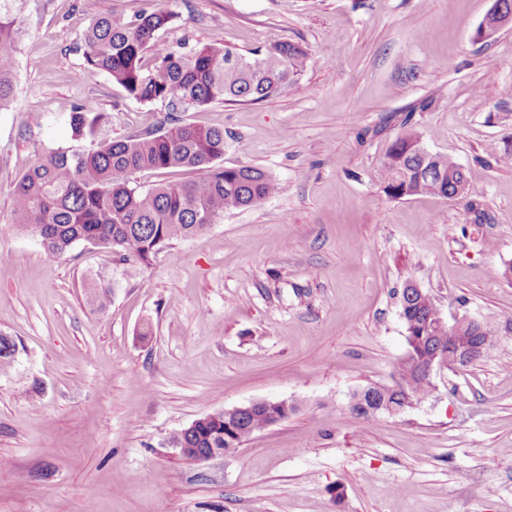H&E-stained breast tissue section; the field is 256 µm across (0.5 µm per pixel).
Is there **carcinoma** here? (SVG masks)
I'll use <instances>...</instances> for the list:
<instances>
[{"label": "carcinoma", "instance_id": "carcinoma-1", "mask_svg": "<svg viewBox=\"0 0 512 512\" xmlns=\"http://www.w3.org/2000/svg\"><path fill=\"white\" fill-rule=\"evenodd\" d=\"M26 0H0V107L14 94L18 46L25 34ZM173 14L157 7L129 19L113 12L98 15L83 39V73H106L128 98L158 104L165 110L160 127L122 140L99 138L103 116L73 107L75 136L90 140L88 148H58L42 154L12 190L11 223L41 240L51 257L77 243L107 248L137 271L173 241L199 234L224 217V212L255 206L278 191L266 172L226 167L224 130L182 122L181 113L216 101L249 102L298 85L307 59L299 44L282 42L239 54L218 44L162 47L159 37ZM421 138L404 123L383 162L385 192L393 198L428 194L452 199L465 174L448 176L450 157L432 155L430 173L422 170ZM187 168L195 179L142 189L131 176ZM407 349L397 363L393 384L368 386L351 403L360 418L376 415L379 403L404 410L429 397L433 385L421 369L428 350L439 351L454 367V337L438 326L439 310L410 302L404 310ZM17 347L0 334V374L15 365ZM381 409V408H379ZM295 407L274 406L253 411L229 423L218 410L192 431L169 440L172 448H237L266 427L273 417L285 420ZM387 413L386 409H381Z\"/></svg>", "mask_w": 512, "mask_h": 512}]
</instances>
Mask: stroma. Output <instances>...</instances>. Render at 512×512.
<instances>
[{
	"mask_svg": "<svg viewBox=\"0 0 512 512\" xmlns=\"http://www.w3.org/2000/svg\"><path fill=\"white\" fill-rule=\"evenodd\" d=\"M162 6V43L237 53L291 41L298 86L216 102L183 122L224 130L223 165L279 185L173 242L139 273L86 243L48 257L10 222L38 155L79 145L74 104L120 140L160 106L77 52L98 14ZM492 0H30L0 108V512H512V28L475 32ZM411 123L460 164L462 197H389L382 165ZM445 320L499 325L432 396L358 418L353 392L392 384L407 348L400 290ZM256 400L296 412L197 462L168 439Z\"/></svg>",
	"mask_w": 512,
	"mask_h": 512,
	"instance_id": "obj_1",
	"label": "stroma"
}]
</instances>
